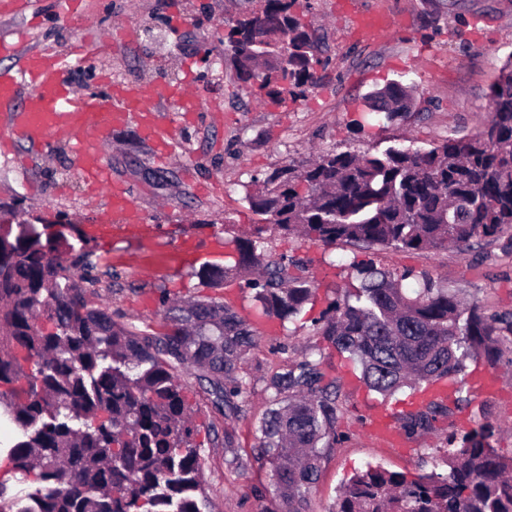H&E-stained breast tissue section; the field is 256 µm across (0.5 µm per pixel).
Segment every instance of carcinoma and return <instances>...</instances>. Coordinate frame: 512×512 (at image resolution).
<instances>
[{"instance_id": "1", "label": "carcinoma", "mask_w": 512, "mask_h": 512, "mask_svg": "<svg viewBox=\"0 0 512 512\" xmlns=\"http://www.w3.org/2000/svg\"><path fill=\"white\" fill-rule=\"evenodd\" d=\"M299 0H264L224 21V56L238 80L271 100L299 96L317 82L323 37L297 15ZM483 129L428 150L389 146L374 154L328 153L254 180V211L284 235L365 250L432 252L512 235V58L490 87ZM389 124L406 119L407 87L391 82L369 95ZM259 225L234 237L226 266L203 265L210 288L246 280L262 313L296 317L315 282L299 262L275 255ZM86 253L65 239L42 240L34 224L0 234V411L20 432L11 469L35 485L27 502L0 483V512H205L203 464L179 382L196 379L224 419L239 418L251 393L244 375L257 328L213 297L163 300L162 329H138L88 305L99 283ZM359 286L314 320L320 343L361 367L383 399L408 387L422 393L448 381V398L426 399L397 418L412 438L471 400L462 396L468 363L512 364V311L489 313L458 291L411 271L355 265ZM255 435V460L269 469L279 512H314L320 462L336 445L341 387L322 361L305 356L273 374ZM498 430L480 424L448 433L445 472L412 478L381 466L354 473L329 512H512V456Z\"/></svg>"}]
</instances>
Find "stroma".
<instances>
[{
	"instance_id": "1",
	"label": "stroma",
	"mask_w": 512,
	"mask_h": 512,
	"mask_svg": "<svg viewBox=\"0 0 512 512\" xmlns=\"http://www.w3.org/2000/svg\"><path fill=\"white\" fill-rule=\"evenodd\" d=\"M25 16L0 13V36L28 28V47L67 50L81 41L97 43L92 54L72 59L68 79L77 94L108 96L111 89L136 82L158 107V123L172 137L165 149L141 132L139 114L114 129L103 142L113 185L129 188L142 224L107 238L90 237L85 227L106 196L89 194L73 147L44 149L25 138L0 147V205L16 208L47 237H65L90 252L100 284L91 306L121 317L137 328L158 326L162 299L232 294L251 322L263 315L254 289L242 281L229 289L206 287L198 278L208 263L214 237L226 239L263 223L245 199L254 179L289 163H303L329 151L376 152L391 145L428 150L445 139L475 135L488 119L487 93L500 67L512 57V0H456L446 15L431 19L427 0H309L305 22L324 38L318 81L305 96L278 103L258 101L249 85L236 79L224 58V21L240 13L244 0H80L90 22L77 25L58 0H31ZM384 8L395 22L388 35L354 32L356 14ZM403 79L417 87L404 122L358 129L366 97L388 82ZM191 85L200 92L193 111L178 107L174 90ZM267 245L275 254L302 260L303 273L316 282L314 301L285 326L261 333L246 371L253 386L244 417L225 420L193 374L181 376L196 427L194 442L203 462L210 512H260L257 490L271 483L254 459L255 427L268 406L266 380L318 341L312 321L328 299L358 286L355 266L373 262L410 269L406 288L429 274L491 310L512 309V238L485 250L455 246L437 252H364L352 245L326 246L270 229ZM194 241L195 258L182 259ZM346 397L335 448L327 451L312 490L316 512H327L342 482L367 466L409 475L443 471L440 459L449 420L435 431L388 446L364 429L379 410L414 409L415 396L389 401L357 380L359 369L347 356L325 363ZM502 392L472 396L463 415L500 430L498 449L512 453V365L497 369ZM232 447H225V438ZM240 458L241 467L229 466Z\"/></svg>"
}]
</instances>
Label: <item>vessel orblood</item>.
Segmentation results:
<instances>
[{
  "label": "vessel or blood",
  "instance_id": "obj_1",
  "mask_svg": "<svg viewBox=\"0 0 512 512\" xmlns=\"http://www.w3.org/2000/svg\"><path fill=\"white\" fill-rule=\"evenodd\" d=\"M364 30L378 34L389 33L391 17L381 9L358 19ZM20 44L11 38L0 37V56L18 55L19 77L0 76V104L7 106L6 127L9 135L20 136L44 148L60 142H70L79 134L90 133L94 142L86 144L78 153V161L87 184L99 189L108 182L101 139L112 129L123 126L130 113L152 114L145 103V91L136 84L117 88L115 99L97 96H75L65 78L69 60L58 52L20 54ZM28 80L32 90L24 101H17L19 80ZM133 198L124 188L111 189L109 203L96 210L87 231L103 238L117 230L140 223ZM370 429L385 440L402 443L401 433L393 426L387 412H379L369 423Z\"/></svg>",
  "mask_w": 512,
  "mask_h": 512
}]
</instances>
